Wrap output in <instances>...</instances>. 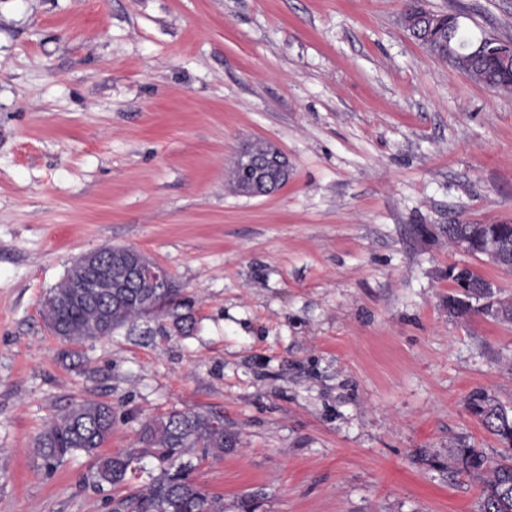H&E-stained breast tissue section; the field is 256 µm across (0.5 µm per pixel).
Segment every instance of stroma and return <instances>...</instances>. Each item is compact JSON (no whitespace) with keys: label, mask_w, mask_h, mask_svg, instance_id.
<instances>
[{"label":"stroma","mask_w":512,"mask_h":512,"mask_svg":"<svg viewBox=\"0 0 512 512\" xmlns=\"http://www.w3.org/2000/svg\"><path fill=\"white\" fill-rule=\"evenodd\" d=\"M512 38V0H0V512H108L78 453L46 470L45 425L112 406L106 452L175 410L236 448L193 481L237 512H478L452 448L498 440L465 408L512 401V322L448 313L466 265L512 271L443 225L512 222V92L435 58L409 4ZM262 139L277 193L228 170ZM136 248L191 314L70 343L42 299L82 254ZM234 168L240 169L247 179L242 180L236 170H232L231 182L234 189L241 193V182L245 195L249 197L266 196V189L272 179L287 183L292 167L288 157L272 144L269 151L255 156L243 147L234 159Z\"/></svg>","instance_id":"1"}]
</instances>
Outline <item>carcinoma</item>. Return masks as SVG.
Instances as JSON below:
<instances>
[{
  "mask_svg": "<svg viewBox=\"0 0 512 512\" xmlns=\"http://www.w3.org/2000/svg\"><path fill=\"white\" fill-rule=\"evenodd\" d=\"M434 20L436 29L422 44L435 58L490 89L512 90V48L508 42L485 38L483 49L475 51L473 39L465 32L459 16L436 13ZM466 228L465 224H448L443 232L454 243L465 239ZM491 249L499 257L497 265L511 271V224H487L467 240L468 254L483 255ZM448 279L464 288L461 296L455 298L452 315L464 317L479 310L498 320L512 314V304L504 302H487L474 308L472 301L486 297L487 289L475 287L484 279L470 269L452 267ZM155 292L151 283L138 280L130 283L125 297L117 298L109 284L102 281L76 305L65 298L47 305L43 317L66 340L97 339L146 315H172L182 305L178 300L179 289L175 288L157 298L152 311L143 313L134 299L151 297ZM466 409L503 448L494 457L482 448L455 449V473L479 481L478 512H512V408L477 390L467 397ZM111 434L112 406L96 398H85L54 415L37 439L36 453L49 470L76 453L92 458L90 477L95 488L125 489V493L108 498L110 512H225L224 496L201 488L190 478L193 460L222 458L224 451L236 444V437L217 426L211 412L174 411L154 418L141 429L140 447L104 455L101 448ZM145 459L154 461L149 471L143 464ZM144 471L147 479L133 484Z\"/></svg>",
  "mask_w": 512,
  "mask_h": 512,
  "instance_id": "obj_1",
  "label": "carcinoma"
}]
</instances>
